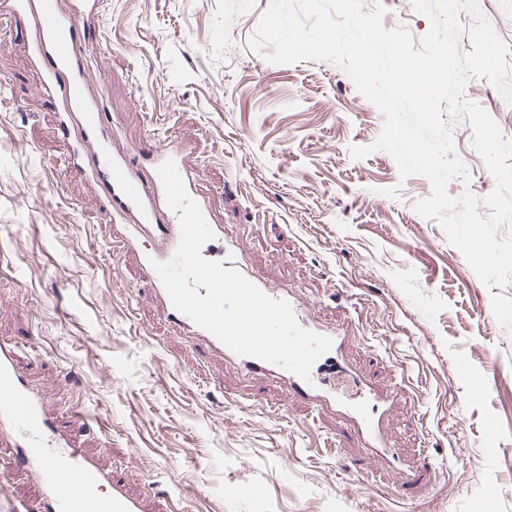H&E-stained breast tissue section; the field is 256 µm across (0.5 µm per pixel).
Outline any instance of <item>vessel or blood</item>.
<instances>
[{"mask_svg": "<svg viewBox=\"0 0 512 512\" xmlns=\"http://www.w3.org/2000/svg\"><path fill=\"white\" fill-rule=\"evenodd\" d=\"M13 16L27 21L33 31L30 41L34 62L44 73V87L61 103L59 130L68 134L78 126L80 136L69 141L73 167L88 171L112 209V234L123 249L138 253L142 273L151 285L163 313L186 330L210 353L235 360L246 373L283 381L297 395L318 402H334L330 383L343 373V350L348 332L328 330L331 350L314 364L310 381L274 364L251 357L234 356L215 336L199 327L173 306L152 266L171 259L180 239L179 219L167 205L157 168L174 160L186 187H193L196 174L190 159L193 148L172 141L153 146L142 164H135L112 135L102 102L88 76L79 43V30L86 16L100 13L103 0H78L76 8L62 9L59 0H8ZM150 175H143L142 166ZM214 239L202 248L206 259L223 268H241L239 242L225 236L223 225H214ZM267 296L289 301L298 323L311 331L319 326L308 308L292 299L288 290L267 289ZM342 408L359 438L380 448L385 402L370 389H363ZM12 448L8 464L27 471L39 487L41 512H180L174 499L153 505L130 493L124 485L77 447L71 435L57 431L49 417L43 394L25 383L14 346L0 342V440Z\"/></svg>", "mask_w": 512, "mask_h": 512, "instance_id": "b4317fda", "label": "vessel or blood"}]
</instances>
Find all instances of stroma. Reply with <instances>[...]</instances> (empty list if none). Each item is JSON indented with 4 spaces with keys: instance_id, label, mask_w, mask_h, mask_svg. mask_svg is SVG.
<instances>
[{
    "instance_id": "stroma-1",
    "label": "stroma",
    "mask_w": 512,
    "mask_h": 512,
    "mask_svg": "<svg viewBox=\"0 0 512 512\" xmlns=\"http://www.w3.org/2000/svg\"><path fill=\"white\" fill-rule=\"evenodd\" d=\"M378 1L386 29L428 31L412 0L364 5ZM271 3L104 0L81 32L89 78L131 156L159 135L194 142L195 193L245 268L349 330L336 394L389 400L388 447L365 446L338 406L216 361L159 311L100 187L65 162L30 28L2 12L0 341L62 431L185 512H512V285L484 284L415 211L426 178L383 150L352 157L383 116L342 68L251 50ZM441 116L466 169L449 194L487 197L469 120Z\"/></svg>"
}]
</instances>
